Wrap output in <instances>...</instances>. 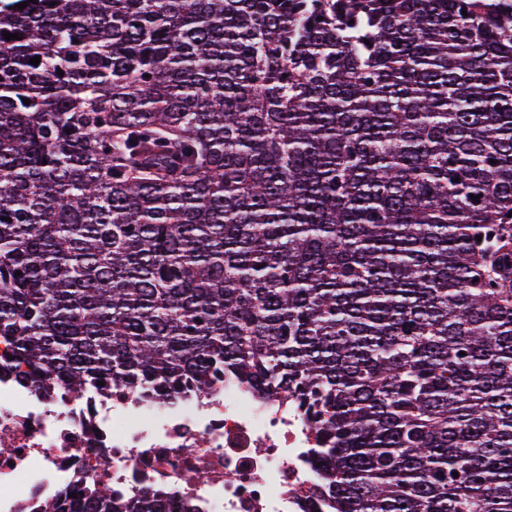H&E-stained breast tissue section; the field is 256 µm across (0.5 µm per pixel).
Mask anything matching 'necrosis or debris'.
<instances>
[{
    "instance_id": "necrosis-or-debris-1",
    "label": "necrosis or debris",
    "mask_w": 512,
    "mask_h": 512,
    "mask_svg": "<svg viewBox=\"0 0 512 512\" xmlns=\"http://www.w3.org/2000/svg\"><path fill=\"white\" fill-rule=\"evenodd\" d=\"M0 341V512H48L89 483L125 501L162 491L201 512H330L318 434L297 407L236 379L161 404L125 388L36 391Z\"/></svg>"
}]
</instances>
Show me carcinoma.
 <instances>
[{
    "mask_svg": "<svg viewBox=\"0 0 512 512\" xmlns=\"http://www.w3.org/2000/svg\"><path fill=\"white\" fill-rule=\"evenodd\" d=\"M20 2L0 338L23 379L170 402L234 377L305 410L337 512H512L504 0Z\"/></svg>",
    "mask_w": 512,
    "mask_h": 512,
    "instance_id": "1",
    "label": "carcinoma"
}]
</instances>
